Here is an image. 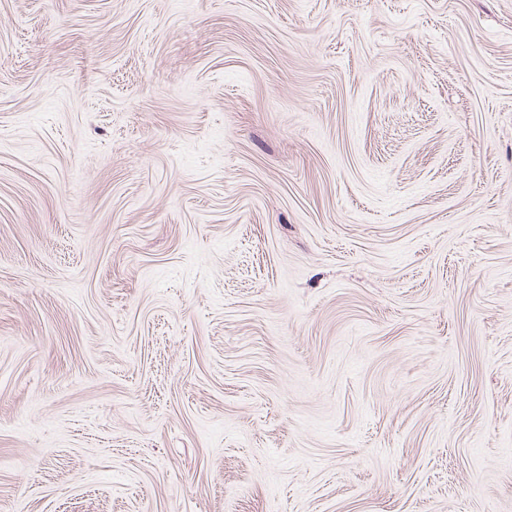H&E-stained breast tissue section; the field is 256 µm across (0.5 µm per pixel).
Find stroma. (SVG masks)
Listing matches in <instances>:
<instances>
[{
	"label": "stroma",
	"instance_id": "1",
	"mask_svg": "<svg viewBox=\"0 0 512 512\" xmlns=\"http://www.w3.org/2000/svg\"><path fill=\"white\" fill-rule=\"evenodd\" d=\"M0 512H512V0H0Z\"/></svg>",
	"mask_w": 512,
	"mask_h": 512
}]
</instances>
